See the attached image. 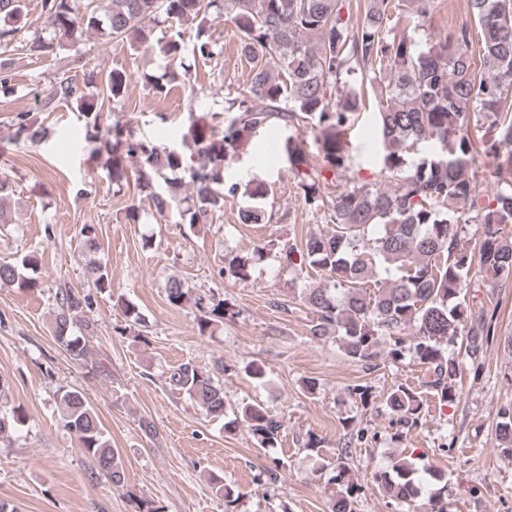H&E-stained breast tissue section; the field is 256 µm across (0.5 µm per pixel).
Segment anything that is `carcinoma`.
<instances>
[{
    "mask_svg": "<svg viewBox=\"0 0 512 512\" xmlns=\"http://www.w3.org/2000/svg\"><path fill=\"white\" fill-rule=\"evenodd\" d=\"M106 14L94 0H41L39 18L28 25V39L21 27L0 24V92L13 91L10 53L16 44L32 55L46 56L59 41L74 40L93 32L117 43L132 39L147 43L155 27L172 22L158 41L173 58L189 52L194 60L219 69L221 52L206 37L217 22L230 19L237 28L243 54L251 62L249 84L224 100L223 125H211L190 111L188 135L193 151L166 150L142 139L126 123L104 114V102L119 103L130 74L110 73L99 87L98 72L75 56L60 68L43 91L40 106L54 111L68 103L84 119V141L90 156L107 155L112 184L128 181L126 161L136 159L135 187L141 191L161 182L152 195L155 212L172 214L174 223L193 229L209 224L224 210V199L235 196L239 184L225 180L226 164L239 156L248 140L261 129H288L307 125L319 132L323 162L309 161L300 143L288 137L284 153L294 187L309 208L330 212L333 229L310 235L296 248L285 245L274 255L288 267L310 269L325 277L289 289L283 305L302 303L308 314L309 335L317 340L334 336L344 354L359 362H375L381 355L380 339H391L387 352L393 360L413 355L428 374L425 386L439 403L454 402L455 363L444 345L466 334L465 354L474 373L482 368L484 346L492 326L485 311L472 318L466 302L473 263L482 281L490 283L512 273V235L503 227L512 224V180L493 196L484 197L471 171L473 155L482 151L497 160L496 171L512 175V0H468L476 31L463 27L420 44L407 36L389 38L392 16L409 15L423 26L431 17L435 0H109ZM363 23L351 26L353 12ZM23 0H0V19L23 17ZM196 29L195 41L186 48L183 26ZM83 73L77 81L76 73ZM361 82L377 100L376 125L380 132L382 165L393 182L362 185L327 194L323 188L341 177L348 153L342 134L349 116L360 110L363 99L349 86V77ZM473 119L485 129L476 143L463 132ZM16 137L39 141L44 130L27 115L13 121ZM434 142L440 151L424 158L414 148ZM13 187L0 180V224L13 223L8 199ZM480 226L479 255L461 244L459 224ZM79 248L96 253L100 244L95 229L86 225ZM271 255L268 246H257L249 255H224L221 278L247 280L255 265ZM13 263H0V288L30 290L37 279ZM85 273L95 288H111L105 266L92 259ZM167 301L175 307L194 309L200 333L226 316H234L227 299L209 289L199 291L179 278L165 286ZM56 342L69 357L87 361L89 337L95 321L89 313V294L73 286L55 294ZM168 385L185 394L214 420L227 417L224 388L214 374L192 362L171 370ZM57 403L63 426L79 441L91 460V481L104 477L116 488L125 484V467L111 447L103 425L77 389H60ZM397 424L410 429L418 424L423 399L399 385L385 400ZM224 429L242 424L262 448L279 444L284 420L252 401L232 410ZM24 422L18 412H0V438H7ZM502 452L512 455V412L499 423ZM381 491L398 504H410L421 486L413 463L398 459L391 470L375 475ZM327 482L337 485L331 512H355L361 486L350 478L346 466Z\"/></svg>",
    "mask_w": 512,
    "mask_h": 512,
    "instance_id": "1",
    "label": "carcinoma"
}]
</instances>
